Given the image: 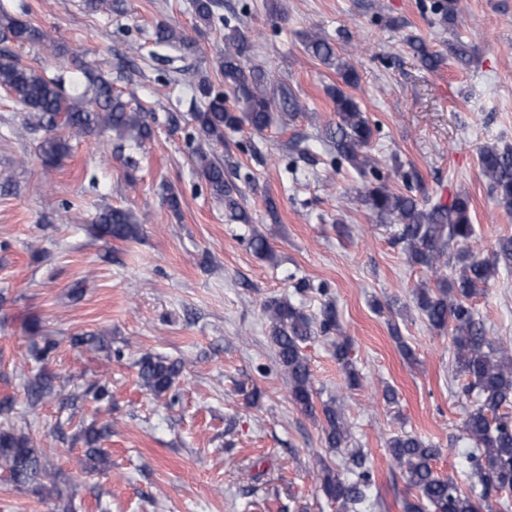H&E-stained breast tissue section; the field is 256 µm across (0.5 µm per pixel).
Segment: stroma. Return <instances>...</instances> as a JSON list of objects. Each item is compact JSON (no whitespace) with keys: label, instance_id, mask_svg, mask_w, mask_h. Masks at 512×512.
Here are the masks:
<instances>
[{"label":"stroma","instance_id":"35a3bbf8","mask_svg":"<svg viewBox=\"0 0 512 512\" xmlns=\"http://www.w3.org/2000/svg\"><path fill=\"white\" fill-rule=\"evenodd\" d=\"M0 0L49 32L56 51L11 44L23 64L63 76L65 94L82 90L73 54L97 65L124 98L155 117L154 137L128 176L110 136L75 141L56 168H43L24 109L0 92V425L53 449L51 479L75 488L74 512H340L320 489L317 460L341 468L326 448L322 420L300 412L275 357L265 301L288 297L311 317L336 307L339 329L315 334L305 353L318 400L335 399L363 449L373 478L369 512H404L414 500L388 453L389 437L409 432L439 446L443 476L470 470L459 427L473 397L456 369L447 333L430 328L412 291L434 284L412 264L362 197L365 177L332 168L319 131L335 121L328 88L354 99L378 131L370 148L390 189L400 170L419 176L418 194L448 203L470 197L474 252L486 254L512 235L506 212L480 176L481 146H512V0H457L454 23L439 24L419 0H216L217 16H236L253 37L247 57L270 84H288L303 110L288 126L226 134L218 157L241 191L251 225L231 219L195 171L185 136L191 84L219 70L225 30L198 28L190 0ZM278 2L280 16L269 5ZM182 32L187 45L159 48L119 65L127 39L157 24ZM320 32L357 79L309 55L302 36ZM421 39L439 63L426 67L407 40ZM465 44L469 64L454 47ZM177 115L170 124L168 115ZM251 151H241L243 143ZM296 162L287 174L281 157ZM181 200L162 202L163 185ZM73 204L61 212L62 201ZM276 214H269L268 204ZM148 212L138 239L109 243L90 224L105 206ZM263 232L275 260L247 245ZM488 336L512 346V271L472 301ZM96 335L77 350L69 338ZM58 343L48 360L34 346ZM363 376L345 386L336 345ZM411 357H404L399 343ZM151 352L181 361L177 398H157L138 384L135 363ZM56 377L52 395L31 401L40 372ZM104 384L111 401L88 388ZM397 392L386 404L384 387ZM106 423L107 470L81 473V427Z\"/></svg>","mask_w":512,"mask_h":512}]
</instances>
